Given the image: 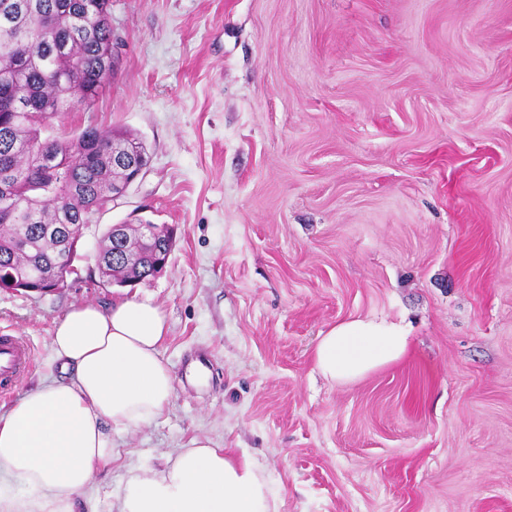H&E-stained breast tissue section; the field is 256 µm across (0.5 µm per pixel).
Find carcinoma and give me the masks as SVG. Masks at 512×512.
<instances>
[{
	"label": "carcinoma",
	"instance_id": "carcinoma-1",
	"mask_svg": "<svg viewBox=\"0 0 512 512\" xmlns=\"http://www.w3.org/2000/svg\"><path fill=\"white\" fill-rule=\"evenodd\" d=\"M112 0H0V185L27 189L21 206L0 194V269L32 280L40 292L56 273L60 253L73 248L79 225L116 200L138 169L145 145L122 132L89 126L68 140L41 138L34 114L56 116L92 104L112 79ZM59 157L65 166L42 164ZM170 253L167 238L141 240L136 230L107 229L96 257L108 278L144 280Z\"/></svg>",
	"mask_w": 512,
	"mask_h": 512
}]
</instances>
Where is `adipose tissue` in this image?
Here are the masks:
<instances>
[{"label":"adipose tissue","mask_w":512,"mask_h":512,"mask_svg":"<svg viewBox=\"0 0 512 512\" xmlns=\"http://www.w3.org/2000/svg\"><path fill=\"white\" fill-rule=\"evenodd\" d=\"M164 312L150 299L71 308L51 340L62 374L28 389L0 415V512H99L87 494L96 470L120 456L116 428L136 429L166 409L173 379L160 347ZM404 326L383 318L337 323L314 350L327 379L351 383L400 360ZM266 478L245 455L193 439L158 466L129 471L112 512H275Z\"/></svg>","instance_id":"adipose-tissue-1"}]
</instances>
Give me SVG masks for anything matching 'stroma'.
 Listing matches in <instances>:
<instances>
[{"instance_id":"35a3bbf8","label":"stroma","mask_w":512,"mask_h":512,"mask_svg":"<svg viewBox=\"0 0 512 512\" xmlns=\"http://www.w3.org/2000/svg\"><path fill=\"white\" fill-rule=\"evenodd\" d=\"M112 82L47 120L145 145L149 166L84 231L68 288L0 290V332L59 377L75 305L148 297L174 377L94 475L208 438L244 450L277 512H512V0H112ZM176 228L127 287L95 262L109 225ZM378 317L407 355L338 384L319 336Z\"/></svg>"}]
</instances>
